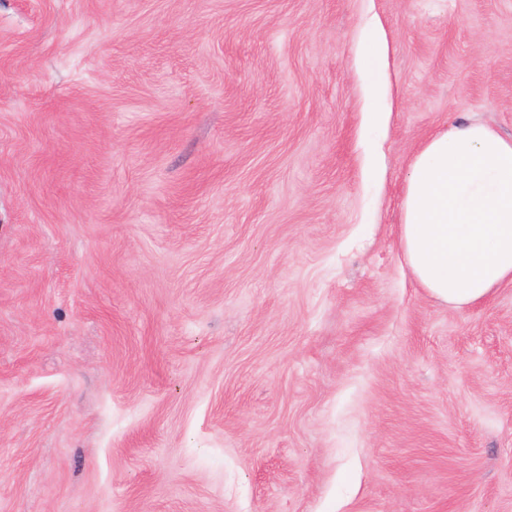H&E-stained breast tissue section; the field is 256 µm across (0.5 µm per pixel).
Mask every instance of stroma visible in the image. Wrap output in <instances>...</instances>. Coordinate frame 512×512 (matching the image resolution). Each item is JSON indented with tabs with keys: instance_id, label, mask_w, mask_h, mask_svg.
<instances>
[{
	"instance_id": "1",
	"label": "stroma",
	"mask_w": 512,
	"mask_h": 512,
	"mask_svg": "<svg viewBox=\"0 0 512 512\" xmlns=\"http://www.w3.org/2000/svg\"><path fill=\"white\" fill-rule=\"evenodd\" d=\"M463 116L512 0H0V512H512V286L398 244ZM365 35L368 50L363 59V72L367 93L376 103V107L370 111V123L374 128H382L385 125V114L387 113L383 105L387 96L383 61L388 55L389 46L378 24H369L366 27Z\"/></svg>"
}]
</instances>
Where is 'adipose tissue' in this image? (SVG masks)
<instances>
[{"mask_svg": "<svg viewBox=\"0 0 512 512\" xmlns=\"http://www.w3.org/2000/svg\"><path fill=\"white\" fill-rule=\"evenodd\" d=\"M365 35L370 123L380 128L389 46L377 24ZM400 211L404 261L432 298L465 309L512 284V139L467 118L432 134L410 165Z\"/></svg>", "mask_w": 512, "mask_h": 512, "instance_id": "obj_1", "label": "adipose tissue"}]
</instances>
